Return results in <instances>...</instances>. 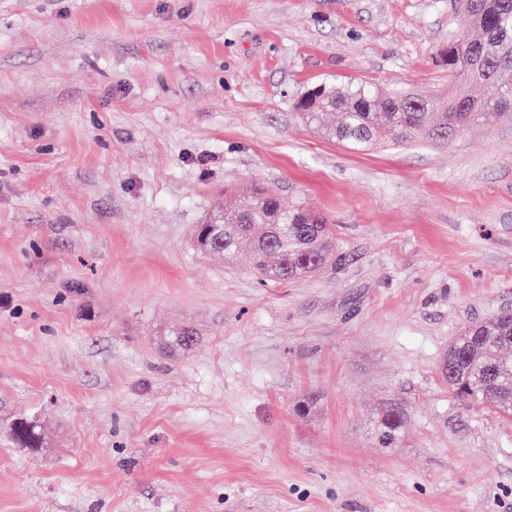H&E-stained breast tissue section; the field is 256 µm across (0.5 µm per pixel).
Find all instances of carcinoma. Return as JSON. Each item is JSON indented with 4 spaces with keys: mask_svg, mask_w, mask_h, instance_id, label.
Wrapping results in <instances>:
<instances>
[{
    "mask_svg": "<svg viewBox=\"0 0 512 512\" xmlns=\"http://www.w3.org/2000/svg\"><path fill=\"white\" fill-rule=\"evenodd\" d=\"M472 32L448 46V77L455 91L438 102L401 87L366 82H321L297 103L302 120L325 137L353 151L378 145L404 146L417 140L447 144L480 120L512 117V0H460ZM200 224L194 231L202 253L232 257L247 252L253 271L265 280L288 283L316 273L338 258L333 227L300 206L254 191L239 192L238 203ZM170 347L189 350L193 333L182 330L168 338ZM512 310L464 327L448 347L444 380L467 405L489 404L512 417ZM401 429L397 413L387 414L379 440L394 443ZM12 435L30 448L40 434L30 421H18Z\"/></svg>",
    "mask_w": 512,
    "mask_h": 512,
    "instance_id": "1",
    "label": "carcinoma"
}]
</instances>
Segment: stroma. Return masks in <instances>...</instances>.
<instances>
[{
	"label": "stroma",
	"mask_w": 512,
	"mask_h": 512,
	"mask_svg": "<svg viewBox=\"0 0 512 512\" xmlns=\"http://www.w3.org/2000/svg\"><path fill=\"white\" fill-rule=\"evenodd\" d=\"M466 29L456 0H0V512H512V417L442 379L512 308V121L355 152L295 111L445 92ZM252 186L340 261L199 253Z\"/></svg>",
	"instance_id": "stroma-1"
}]
</instances>
